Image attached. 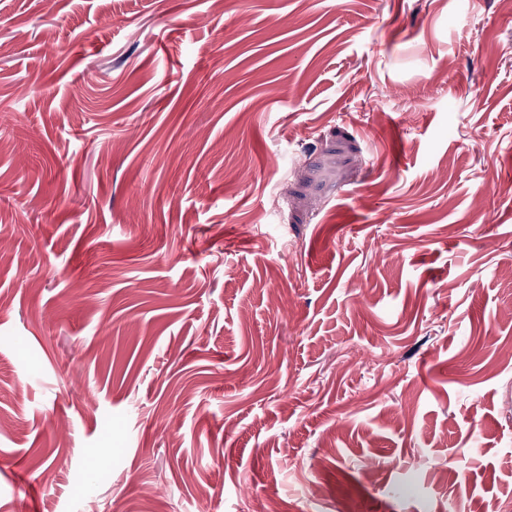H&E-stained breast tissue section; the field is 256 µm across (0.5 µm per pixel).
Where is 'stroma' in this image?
I'll return each mask as SVG.
<instances>
[{
    "instance_id": "obj_1",
    "label": "stroma",
    "mask_w": 512,
    "mask_h": 512,
    "mask_svg": "<svg viewBox=\"0 0 512 512\" xmlns=\"http://www.w3.org/2000/svg\"><path fill=\"white\" fill-rule=\"evenodd\" d=\"M510 403L499 0H0V512H496Z\"/></svg>"
}]
</instances>
